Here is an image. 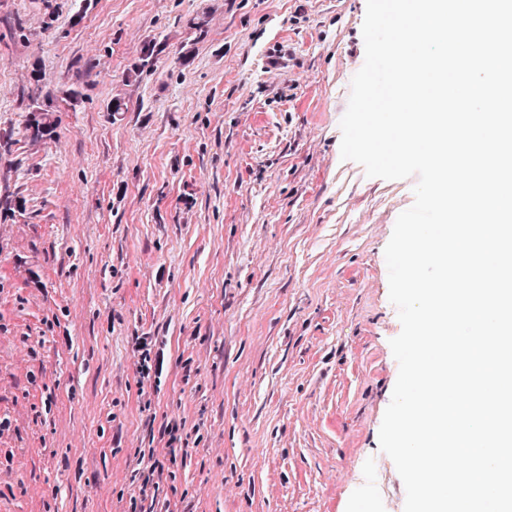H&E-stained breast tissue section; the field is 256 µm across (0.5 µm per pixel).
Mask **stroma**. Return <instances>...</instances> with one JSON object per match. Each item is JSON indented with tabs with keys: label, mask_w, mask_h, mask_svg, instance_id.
Wrapping results in <instances>:
<instances>
[{
	"label": "stroma",
	"mask_w": 512,
	"mask_h": 512,
	"mask_svg": "<svg viewBox=\"0 0 512 512\" xmlns=\"http://www.w3.org/2000/svg\"><path fill=\"white\" fill-rule=\"evenodd\" d=\"M365 12L0 0V512H132L170 421L169 512H404L384 251L417 179L341 157Z\"/></svg>",
	"instance_id": "1"
}]
</instances>
